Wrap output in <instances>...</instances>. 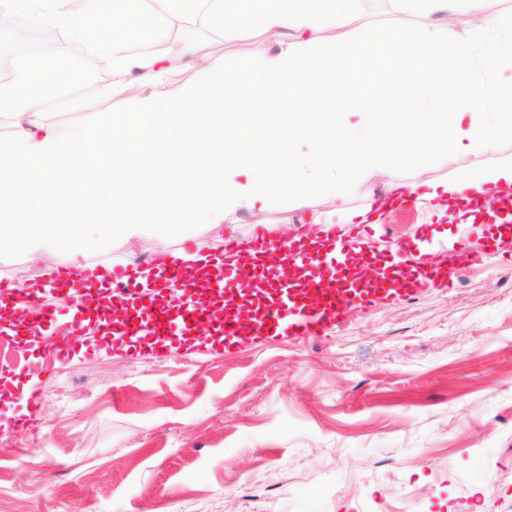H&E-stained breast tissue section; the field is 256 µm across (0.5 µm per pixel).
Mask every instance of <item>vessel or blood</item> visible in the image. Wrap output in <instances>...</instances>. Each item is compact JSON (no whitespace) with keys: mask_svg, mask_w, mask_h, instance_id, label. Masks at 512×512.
<instances>
[{"mask_svg":"<svg viewBox=\"0 0 512 512\" xmlns=\"http://www.w3.org/2000/svg\"><path fill=\"white\" fill-rule=\"evenodd\" d=\"M377 243L368 225H357L352 233L328 230L326 236L309 241L304 237L280 240L265 232H255L243 239L225 241L217 253L221 267L219 286L225 299L239 293L243 281L259 280L265 285L258 299L260 314L250 328H241L231 308L210 311L186 300L172 306L165 297L139 303L133 277L125 266H115L109 274L89 268L86 277L110 299L138 302L140 311L148 312L154 332L159 336L182 331L190 335L197 325L217 323L225 346H238L262 336L284 333L318 336L338 323L346 308L374 296L369 286L366 256ZM496 254L512 262V225L503 224L497 235L483 245H464L447 261H437L418 245L404 242L394 245L387 255L391 287L384 293L403 297L441 281L454 283L462 269ZM17 299L25 305L44 345L67 350L72 336L84 331V319H63L57 298L51 292L21 289L7 279H0V299Z\"/></svg>","mask_w":512,"mask_h":512,"instance_id":"1","label":"vessel or blood"}]
</instances>
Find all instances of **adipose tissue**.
Wrapping results in <instances>:
<instances>
[{
  "label": "adipose tissue",
  "instance_id": "obj_1",
  "mask_svg": "<svg viewBox=\"0 0 512 512\" xmlns=\"http://www.w3.org/2000/svg\"><path fill=\"white\" fill-rule=\"evenodd\" d=\"M10 2L14 15L37 16L109 59L112 94L129 93L135 83L146 91L127 111L64 129L44 112L49 60L30 71L20 104L0 88L13 129L0 146V264L19 254L39 261L67 246L76 291L92 245L134 237L150 224L231 223L276 196L341 201L383 169L391 172L392 198L417 197L440 218L464 194L481 198L512 187V153L498 151L512 140V34H503L488 0H398L423 21L412 35L369 32L333 0H319L320 12L304 0H158L166 35L149 51L129 47L125 0ZM460 13L475 19L464 33L451 22ZM198 19L227 38L271 35L278 47L243 70L210 60L175 98L150 94L171 65L196 59L184 32ZM329 28L353 29L362 52L339 63L320 51ZM383 69L416 89L415 111L386 112L366 94L350 114L311 103L312 85L332 99L347 96ZM283 92L294 111H270ZM107 147L109 165L99 161ZM447 150L493 160L423 185L399 177L414 154Z\"/></svg>",
  "mask_w": 512,
  "mask_h": 512
}]
</instances>
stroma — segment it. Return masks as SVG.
<instances>
[{
    "instance_id": "obj_1",
    "label": "stroma",
    "mask_w": 512,
    "mask_h": 512,
    "mask_svg": "<svg viewBox=\"0 0 512 512\" xmlns=\"http://www.w3.org/2000/svg\"><path fill=\"white\" fill-rule=\"evenodd\" d=\"M374 32H415L394 0H336ZM245 66L271 38L189 34ZM95 75L70 125L123 111ZM470 153L413 155L405 180L479 164ZM334 197L274 198L239 223L178 224L90 249L123 265L217 248L264 226L273 236L338 222ZM426 209L390 206L375 238L398 242ZM0 512H512V269L490 259L455 287L349 307L317 337L267 336L234 350L209 338L164 351L104 346L69 356L0 336Z\"/></svg>"
}]
</instances>
